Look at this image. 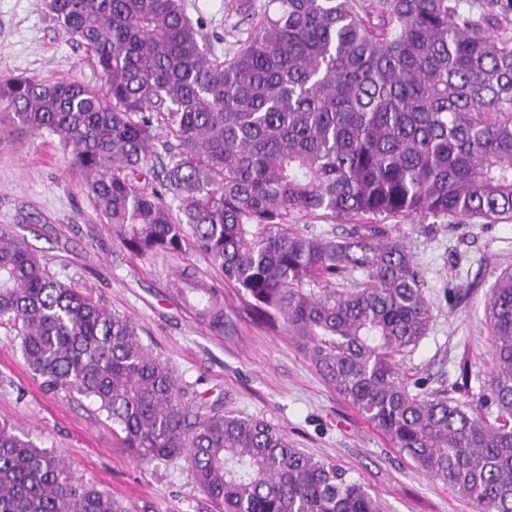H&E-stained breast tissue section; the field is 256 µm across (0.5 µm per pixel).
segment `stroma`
<instances>
[{
    "label": "stroma",
    "instance_id": "obj_1",
    "mask_svg": "<svg viewBox=\"0 0 512 512\" xmlns=\"http://www.w3.org/2000/svg\"><path fill=\"white\" fill-rule=\"evenodd\" d=\"M185 6L217 56L234 53L250 33L232 0H185ZM14 76L101 83L85 48L73 43L44 0H0V81ZM0 225L58 279L95 289L112 311L131 318L143 345L172 366L188 396L280 427L295 447L362 483L382 512H478L337 394L281 328L252 313L193 242L176 253L129 254L50 137L0 140ZM385 225L407 242L433 312L426 336L399 358L410 390H453L464 360L468 399L480 405L493 367L486 305L498 275L512 270V221L389 217ZM185 273L219 291L221 322L184 302L176 283ZM1 416L136 512H214L185 461L136 459L91 400L46 393L3 325Z\"/></svg>",
    "mask_w": 512,
    "mask_h": 512
}]
</instances>
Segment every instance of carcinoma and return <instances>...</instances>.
<instances>
[{
    "instance_id": "carcinoma-1",
    "label": "carcinoma",
    "mask_w": 512,
    "mask_h": 512,
    "mask_svg": "<svg viewBox=\"0 0 512 512\" xmlns=\"http://www.w3.org/2000/svg\"><path fill=\"white\" fill-rule=\"evenodd\" d=\"M272 2L222 61L184 0H46L102 82L0 81V134L56 137L129 251L191 238L395 447L480 512H512V271L486 307L491 422L400 373L433 317L403 241L379 224L285 228L293 213L512 218V0ZM151 159L161 192L139 187ZM355 271L356 288L331 287ZM0 322L45 390L92 399L139 459L184 460L217 512H381L279 427L184 400L130 319L2 225ZM0 512L127 507L1 417Z\"/></svg>"
}]
</instances>
